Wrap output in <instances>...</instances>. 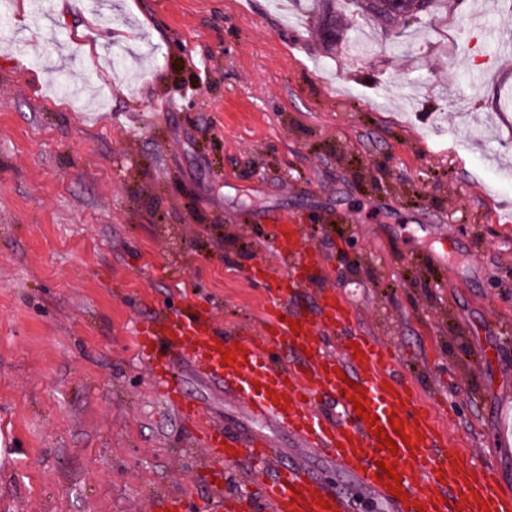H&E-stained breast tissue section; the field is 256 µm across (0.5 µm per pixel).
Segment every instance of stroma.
Returning a JSON list of instances; mask_svg holds the SVG:
<instances>
[{
	"instance_id": "1",
	"label": "stroma",
	"mask_w": 512,
	"mask_h": 512,
	"mask_svg": "<svg viewBox=\"0 0 512 512\" xmlns=\"http://www.w3.org/2000/svg\"><path fill=\"white\" fill-rule=\"evenodd\" d=\"M288 7L0 0V512H212L198 420L339 482L181 365L184 418L137 349L187 301L260 333L283 215L453 448L512 487V9L390 26L334 0L328 39L315 0Z\"/></svg>"
}]
</instances>
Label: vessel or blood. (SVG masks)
Instances as JSON below:
<instances>
[{
  "label": "vessel or blood",
  "mask_w": 512,
  "mask_h": 512,
  "mask_svg": "<svg viewBox=\"0 0 512 512\" xmlns=\"http://www.w3.org/2000/svg\"><path fill=\"white\" fill-rule=\"evenodd\" d=\"M273 222L276 240L288 248L289 268L277 277L268 270L262 274L274 280L275 289L261 334L224 333L210 310L195 302L160 311L137 326L138 350L171 403L194 416L172 374L169 360L175 357L247 401L257 417L274 419L284 433L317 449L354 486L376 495L379 512H512V491L494 470L451 449L447 434L414 403L408 383L395 376L394 359L372 337L352 332L354 315L333 287L320 283L314 313L289 302V289L308 281L320 262L299 246L302 225L279 216ZM295 321L301 331L292 330ZM356 398L375 423L358 416ZM394 414L407 440L392 452L374 430L395 439ZM200 436L212 471L230 463L244 473L256 464L269 470L261 501L266 512L351 510L339 487L314 477L303 464L284 461L262 436L210 425ZM382 461L399 473L401 497L377 480Z\"/></svg>",
  "instance_id": "b4317fda"
}]
</instances>
